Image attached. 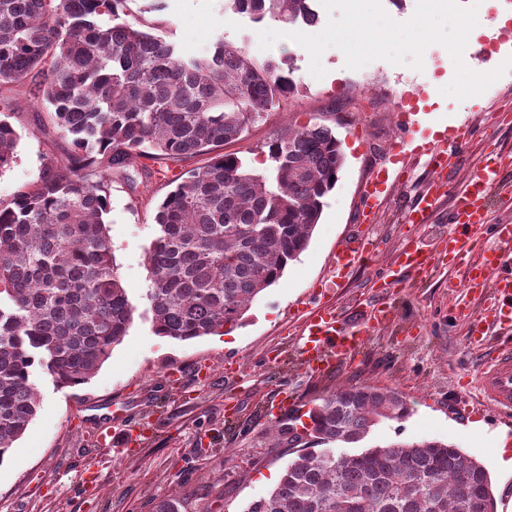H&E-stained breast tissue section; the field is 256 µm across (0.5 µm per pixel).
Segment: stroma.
Wrapping results in <instances>:
<instances>
[{"mask_svg": "<svg viewBox=\"0 0 512 512\" xmlns=\"http://www.w3.org/2000/svg\"><path fill=\"white\" fill-rule=\"evenodd\" d=\"M131 0L129 7L159 25L168 40L189 55L201 56L216 36L247 45L253 59L274 60L293 69L297 85L285 107L270 112L236 143L250 167L263 171L269 161L262 150L273 132L289 125L301 128L319 121L342 142L345 162L310 245L289 264L276 285L252 303L241 324L223 334L180 342L153 334L141 312L149 286L145 252L155 231L156 205L164 182L146 180L136 191L112 187L105 217L121 280L139 314L124 341L116 346L89 383L60 388L41 368L30 380L40 392L38 412L27 431L0 461V512H153L157 497L182 500L185 512H244L253 499L279 482L293 453L269 446L265 432L272 422L267 406L286 389L294 404L287 422L305 424L323 392L351 384L399 390L410 414L378 425L366 446L395 440H442L453 443L490 467L498 512H512V475L492 468L493 450L474 426L506 435L512 442V412L494 413L476 406V378L491 346L504 332L488 336L486 350L468 343L471 318L460 310L470 302L463 272L438 266L425 280L404 283L388 302L389 321L370 337L348 366L329 374L304 371L296 362L305 310L315 301V286L324 280L337 247L359 226L363 185L392 143L409 138L412 146L464 135L461 163H449L443 177L458 186L485 163L490 149L512 154V68L480 95L458 100L440 95L455 77L448 51L433 44L423 54L422 69L375 60L352 70L343 52L327 48L326 71L315 78L309 55L297 43L278 41L259 47L258 33L276 21L253 22L225 9L224 0ZM512 15V0H496L478 21L483 33L467 42L465 65L478 73L503 68L512 57V25L495 30L498 15ZM11 114L21 135L13 165L0 172V200L9 199L28 182L45 156H63L66 144L33 97L17 93L0 98V113ZM410 150L400 160L409 177L396 183L383 203L379 221L368 232L376 259L356 265L339 279L332 300L343 322L354 321L380 290L379 275L409 235L425 244L448 230L449 200H442L430 223L405 224L401 212L410 197L433 177ZM241 360L242 373L224 376V363ZM177 364L179 381L164 370ZM117 405V425L149 428L145 443L127 456L101 443L103 407Z\"/></svg>", "mask_w": 512, "mask_h": 512, "instance_id": "obj_1", "label": "stroma"}]
</instances>
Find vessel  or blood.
I'll use <instances>...</instances> for the list:
<instances>
[{
	"label": "vessel or blood",
	"mask_w": 512,
	"mask_h": 512,
	"mask_svg": "<svg viewBox=\"0 0 512 512\" xmlns=\"http://www.w3.org/2000/svg\"><path fill=\"white\" fill-rule=\"evenodd\" d=\"M464 149V140L454 136L449 141L425 147L423 153L428 157V167L439 173L446 168L449 158H462ZM504 170L500 162L485 165L453 189L439 177L431 180L427 189L405 207L403 221L429 223L443 198L448 196L452 199L448 222L453 229L441 236L434 248L426 246L418 237H408L392 259L396 272L388 282L393 288L405 280L425 278L443 263L463 269L464 288L481 302L471 329L475 337L487 335L493 327H512V274L504 270L512 260V222L491 223L489 210L491 194L499 192ZM390 179L389 168L383 166L366 182L362 223L375 221L389 192ZM475 231L489 233L491 246L475 251L471 241ZM373 252L374 245L367 235L350 236L338 247L333 268L336 273H344L369 259ZM388 311L387 303L378 301L360 322L346 326L333 304L325 302L315 307L304 323L303 342L298 350L302 365L314 372H325L352 362ZM479 382L488 405L499 411H512V347L493 353Z\"/></svg>",
	"instance_id": "vessel-or-blood-1"
}]
</instances>
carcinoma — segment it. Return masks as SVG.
Here are the masks:
<instances>
[{
  "instance_id": "obj_1",
  "label": "carcinoma",
  "mask_w": 512,
  "mask_h": 512,
  "mask_svg": "<svg viewBox=\"0 0 512 512\" xmlns=\"http://www.w3.org/2000/svg\"><path fill=\"white\" fill-rule=\"evenodd\" d=\"M128 2L0 0V95L28 90L68 144L0 201V462L39 407L31 368L60 387L86 384L132 326L104 221L112 183L134 193L162 163L204 160L166 181L147 251L146 318L155 335L185 342L238 325L306 251L344 164L336 134L318 122L276 131L263 172L224 152L295 93L291 72L222 36L185 57ZM226 2L258 23L318 19L314 0ZM19 139L11 116L0 117V171ZM408 415L395 389L323 393L305 433L269 428L273 445L298 454L246 512H473L476 500L497 512L486 467L452 444L336 454Z\"/></svg>"
}]
</instances>
